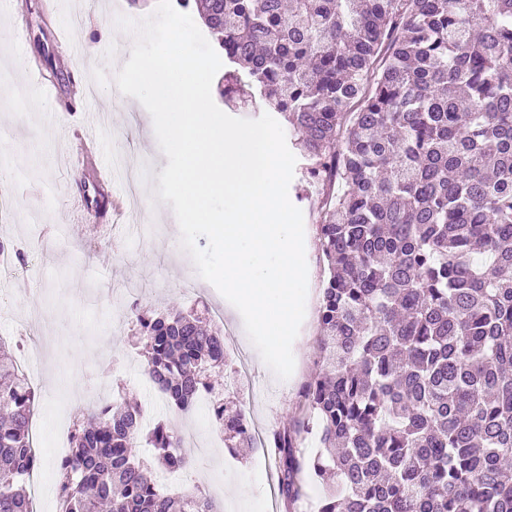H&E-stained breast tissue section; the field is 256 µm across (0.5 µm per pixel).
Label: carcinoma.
<instances>
[{"mask_svg": "<svg viewBox=\"0 0 512 512\" xmlns=\"http://www.w3.org/2000/svg\"><path fill=\"white\" fill-rule=\"evenodd\" d=\"M279 112L321 184L325 279L300 418L267 440L288 512H512V0H180ZM149 379L205 395L231 453L252 434L211 378L224 334L132 308ZM39 395L0 338V512H32ZM143 410H89L58 464V512H222L164 487L188 465ZM312 435L319 450L301 448Z\"/></svg>", "mask_w": 512, "mask_h": 512, "instance_id": "carcinoma-1", "label": "carcinoma"}]
</instances>
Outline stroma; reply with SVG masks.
<instances>
[{"label": "stroma", "instance_id": "stroma-1", "mask_svg": "<svg viewBox=\"0 0 512 512\" xmlns=\"http://www.w3.org/2000/svg\"><path fill=\"white\" fill-rule=\"evenodd\" d=\"M44 2L10 0L0 7V86L25 88L0 108V185L11 193L14 210L0 222V246L17 255L12 269H0V334L30 336L41 354L34 421L43 431L37 512H55L57 453L75 417L119 393L134 398L148 422L162 420L176 431L190 459L180 487L211 497L223 512H251L256 502L260 512H286L268 448L225 452L221 430L206 410L176 411L154 388L131 309L208 307L224 333L231 366L243 361L250 372L248 383L225 387V398L243 404L259 434L292 421L294 389L315 371L324 277L319 204L307 194L304 164H295L289 198L304 216L306 315L292 345L294 372L284 382L262 361L239 311L197 274L180 246L170 206L152 200L168 160L147 110L137 99L121 97L114 83L133 46L132 35L118 30L115 19L149 16L157 0H60V10L51 12ZM28 58L41 62L45 83L29 75ZM211 92L230 116L255 119L267 111L263 102L229 86L223 74H216ZM87 138L114 166L113 184H90L78 160ZM130 159L141 168L142 244L130 242L126 223L112 235L102 231L112 219V197L124 194Z\"/></svg>", "mask_w": 512, "mask_h": 512}]
</instances>
